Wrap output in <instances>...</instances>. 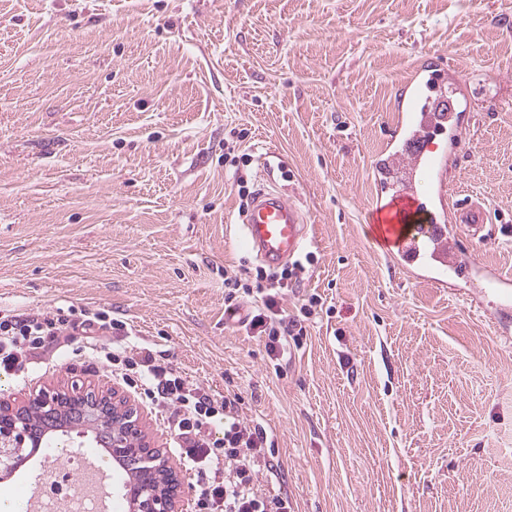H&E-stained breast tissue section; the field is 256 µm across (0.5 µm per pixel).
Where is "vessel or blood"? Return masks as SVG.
<instances>
[{"label":"vessel or blood","mask_w":512,"mask_h":512,"mask_svg":"<svg viewBox=\"0 0 512 512\" xmlns=\"http://www.w3.org/2000/svg\"><path fill=\"white\" fill-rule=\"evenodd\" d=\"M439 74L417 72L396 101L397 123L392 137L375 163L378 190L375 210H412L428 224L425 245H417L399 232L398 225H377L373 240L406 273H414L427 260L438 261L432 280L446 286L449 278L470 274L463 258L459 226L471 236L484 228L482 207H450L448 199V148L458 146L465 134L455 120L448 100L436 99L425 106V91L437 90ZM427 177L433 193L428 199L417 195L414 178ZM310 237L307 219L299 206L275 188H262L243 215V238L257 259L275 267L298 254ZM484 281L500 299L499 310L512 311V276L498 272L484 274Z\"/></svg>","instance_id":"b4317fda"}]
</instances>
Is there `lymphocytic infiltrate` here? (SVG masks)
Instances as JSON below:
<instances>
[{
  "instance_id": "f902f5d3",
  "label": "lymphocytic infiltrate",
  "mask_w": 512,
  "mask_h": 512,
  "mask_svg": "<svg viewBox=\"0 0 512 512\" xmlns=\"http://www.w3.org/2000/svg\"><path fill=\"white\" fill-rule=\"evenodd\" d=\"M295 275L292 268L269 272L259 267L254 278L224 279L228 311L236 310L240 295L261 294L263 307L246 326L264 338L275 359L285 354L289 340L306 335L305 321L318 304L309 299L296 316L281 308L283 290ZM77 330L89 359L162 408L183 464L196 476V512H288L287 495L260 484L261 470L270 466L267 433L240 420L241 394L206 391L170 358L133 341L131 328L121 320L91 311L73 319L61 308L52 315L34 310L0 314V374L19 378L33 373L47 353L69 347Z\"/></svg>"
}]
</instances>
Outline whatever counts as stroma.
Segmentation results:
<instances>
[{"label": "stroma", "mask_w": 512, "mask_h": 512, "mask_svg": "<svg viewBox=\"0 0 512 512\" xmlns=\"http://www.w3.org/2000/svg\"><path fill=\"white\" fill-rule=\"evenodd\" d=\"M470 102L449 203L512 273V0H0V311H101L272 432L291 512H512V330L494 297L405 275L374 244V162L416 65ZM313 229L281 305H320L277 362L227 317L240 186ZM0 383L13 407L117 390L85 357Z\"/></svg>", "instance_id": "stroma-1"}]
</instances>
